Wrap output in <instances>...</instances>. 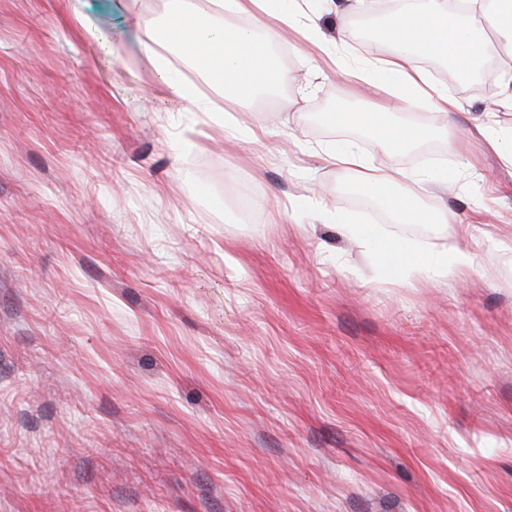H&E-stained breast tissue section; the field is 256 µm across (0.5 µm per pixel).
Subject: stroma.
<instances>
[{"label":"stroma","instance_id":"stroma-1","mask_svg":"<svg viewBox=\"0 0 512 512\" xmlns=\"http://www.w3.org/2000/svg\"><path fill=\"white\" fill-rule=\"evenodd\" d=\"M406 0L336 12L351 36ZM175 0H0V512H512V164L481 127L493 76L449 80L453 133L384 153L328 114L381 101L298 51L231 137L177 97L145 49ZM98 30L97 37L85 27ZM352 143L458 225L399 224L324 165ZM424 248L467 250L415 285L317 213L319 200Z\"/></svg>","mask_w":512,"mask_h":512}]
</instances>
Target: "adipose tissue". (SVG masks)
Listing matches in <instances>:
<instances>
[{
	"label": "adipose tissue",
	"mask_w": 512,
	"mask_h": 512,
	"mask_svg": "<svg viewBox=\"0 0 512 512\" xmlns=\"http://www.w3.org/2000/svg\"><path fill=\"white\" fill-rule=\"evenodd\" d=\"M213 2L189 0L177 30L157 31V46L147 51V59L157 72H164L171 58H188L208 84L223 89L239 111L248 112L257 94L291 82V73L275 61L272 48L280 32H294L301 47L315 48L346 77L395 92V102L375 108L345 99L335 109L343 127L367 131L385 153L408 148L426 135L425 129L399 121L397 114L403 109L424 101L448 120L460 109L447 89L414 63L415 51L429 50L470 71L483 61L490 33L512 37V0H466L465 8L453 15L448 12L447 0H410L407 7L382 23L374 54L354 62L321 36L315 21H303L298 0H224L220 16L213 11ZM226 15L233 17V24L223 23ZM477 16L491 18V29L474 26L472 20ZM322 159L349 175L359 191L377 199L401 223L424 220L448 225L455 221L444 210L423 212L413 192L404 190L397 177L378 174L351 145L331 146L323 150ZM324 216L370 245L382 261H396L405 276L417 277L419 282L453 278L470 265V257L463 250L421 252L412 245L385 239L374 229L350 223L340 211L328 210Z\"/></svg>",
	"instance_id": "1"
}]
</instances>
